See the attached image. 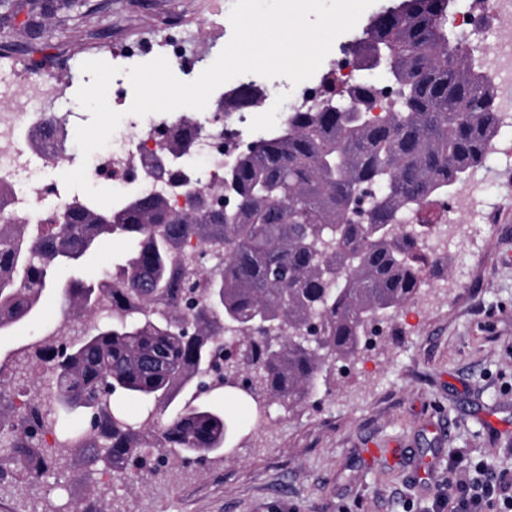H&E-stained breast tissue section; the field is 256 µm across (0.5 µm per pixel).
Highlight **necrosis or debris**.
<instances>
[{
	"instance_id": "necrosis-or-debris-1",
	"label": "necrosis or debris",
	"mask_w": 512,
	"mask_h": 512,
	"mask_svg": "<svg viewBox=\"0 0 512 512\" xmlns=\"http://www.w3.org/2000/svg\"><path fill=\"white\" fill-rule=\"evenodd\" d=\"M474 15L485 16L496 36L497 48L484 55L482 67L500 91L502 107L512 111V0H472ZM359 68L354 58L333 71L308 79L293 89L291 110L314 105L324 86L345 87L355 82ZM265 92L258 75L238 76L224 85L221 95L198 114L181 111L160 114L141 122L123 121V132L110 147L98 151L87 168L89 181L107 180L120 192L142 194L156 191L168 195L172 206L185 207L188 191L205 192L224 177V152L233 148L247 131V118L237 104L243 88ZM62 85L53 73L32 78L24 65H17L12 77L0 81V211L24 218L26 223H43L37 215V200L29 194L34 177L32 165L63 156L68 139L69 115H49L45 106L58 101ZM192 130L190 152L205 159L204 170L186 166L185 185L174 187L162 169L167 154L156 132Z\"/></svg>"
}]
</instances>
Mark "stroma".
Here are the masks:
<instances>
[{"label": "stroma", "instance_id": "stroma-1", "mask_svg": "<svg viewBox=\"0 0 512 512\" xmlns=\"http://www.w3.org/2000/svg\"><path fill=\"white\" fill-rule=\"evenodd\" d=\"M233 2L112 0L82 17L56 14L37 36L20 18L0 24V41L24 53L32 75L66 77L71 109L92 80L82 63L114 62L127 108V69L163 55L181 30L192 29L193 46L174 74L188 82L210 66L231 38ZM129 42L136 55L113 59L111 49ZM501 137L507 151L474 172L485 193L449 214L478 233L424 269L415 325L400 317L379 325L358 359L328 372L304 403L271 406L264 431L253 426L250 399L225 389L219 404L233 432L223 452L123 478L69 457L37 481L20 471L1 478L0 512H432L467 477L449 472V458L512 472V127ZM64 304L62 289L47 290L31 317L0 333L1 362L29 349L21 371L0 373L1 392L37 389L44 363L35 345L66 322ZM372 448L388 449V467L369 458Z\"/></svg>", "mask_w": 512, "mask_h": 512}]
</instances>
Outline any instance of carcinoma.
<instances>
[{"instance_id":"carcinoma-1","label":"carcinoma","mask_w":512,"mask_h":512,"mask_svg":"<svg viewBox=\"0 0 512 512\" xmlns=\"http://www.w3.org/2000/svg\"><path fill=\"white\" fill-rule=\"evenodd\" d=\"M86 0H0V18L51 9L79 12ZM458 0H392L357 40L355 56L385 84L328 87L316 107L224 162V182L191 194L181 210L161 194L99 210L72 200L67 224L0 222V330L36 308L48 288L92 316L112 284V311L92 331L45 349L46 395L10 430L11 460L32 479L55 462L37 447L41 430L79 411L88 427L62 433L60 449H100L124 475L153 452L224 449L230 425L201 396L204 371L224 334L245 356L224 363L221 382L242 380L253 419L276 402L299 405L333 364L355 359L373 325L414 298L434 225L425 206L465 182L502 125L481 56L449 22ZM384 103L381 114L371 113ZM227 194V214L200 203ZM128 245L123 260L87 281L77 276L105 237ZM140 405L132 421L115 397Z\"/></svg>"}]
</instances>
